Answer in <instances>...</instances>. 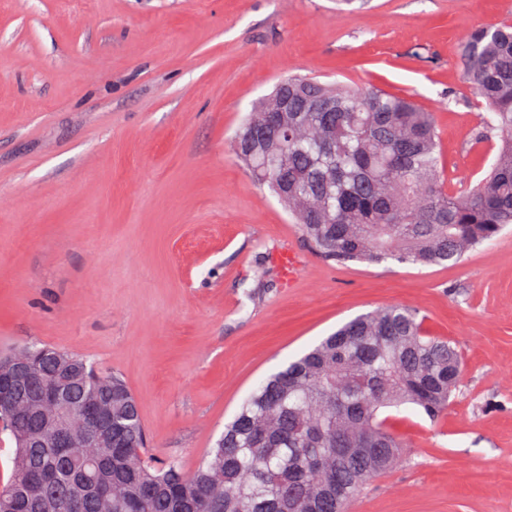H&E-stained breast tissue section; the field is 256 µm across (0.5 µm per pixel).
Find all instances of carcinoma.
<instances>
[{"mask_svg": "<svg viewBox=\"0 0 512 512\" xmlns=\"http://www.w3.org/2000/svg\"><path fill=\"white\" fill-rule=\"evenodd\" d=\"M486 112L474 142L496 136L490 170L450 193L433 114L375 85L287 75L288 127L273 146L232 150L268 187L324 261L457 264L512 224V25L473 30L462 50ZM38 375L17 380L24 362ZM460 356L428 336L416 310L388 306L342 325L264 378L188 473L148 448L136 400L85 356L43 345L0 354L28 411L0 405L14 444L0 482V512H344L364 485L394 466L402 444L384 412L410 405L437 419L448 410ZM66 385L72 429L89 400L112 405V443L62 448L42 401Z\"/></svg>", "mask_w": 512, "mask_h": 512, "instance_id": "obj_1", "label": "carcinoma"}]
</instances>
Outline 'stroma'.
I'll list each match as a JSON object with an SVG mask.
<instances>
[{"instance_id":"stroma-1","label":"stroma","mask_w":512,"mask_h":512,"mask_svg":"<svg viewBox=\"0 0 512 512\" xmlns=\"http://www.w3.org/2000/svg\"><path fill=\"white\" fill-rule=\"evenodd\" d=\"M512 0H0V349L118 374L193 468L263 377L390 305L462 360L349 512H512V225L447 266L330 265L231 140L286 74L433 113L447 186L488 169L459 46Z\"/></svg>"}]
</instances>
